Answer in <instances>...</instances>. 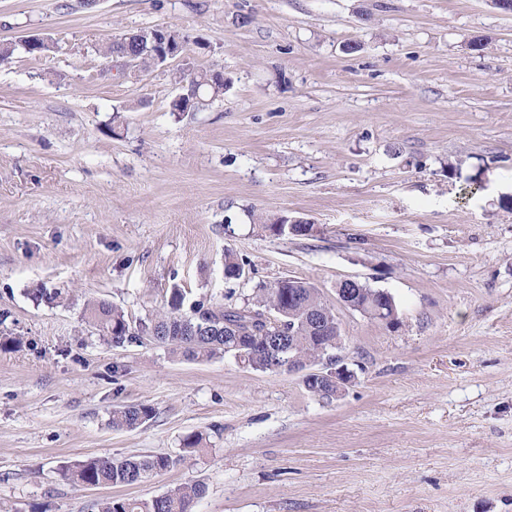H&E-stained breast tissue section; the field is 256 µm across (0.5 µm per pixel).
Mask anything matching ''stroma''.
<instances>
[{
    "mask_svg": "<svg viewBox=\"0 0 512 512\" xmlns=\"http://www.w3.org/2000/svg\"><path fill=\"white\" fill-rule=\"evenodd\" d=\"M156 26L187 52L140 78L94 50ZM31 34L49 50L0 64V512H96L197 480L194 512H512V14L0 0V42ZM186 64L226 89L174 112ZM283 218L318 231L273 235ZM228 251L248 280L225 278ZM345 277L390 292L401 323L337 308L357 378L333 399L229 356L117 347L84 317L91 297L144 322L174 288L241 304L284 278L332 303ZM132 403L154 418L113 427ZM158 453L178 465L135 486L61 476Z\"/></svg>",
    "mask_w": 512,
    "mask_h": 512,
    "instance_id": "1",
    "label": "stroma"
}]
</instances>
